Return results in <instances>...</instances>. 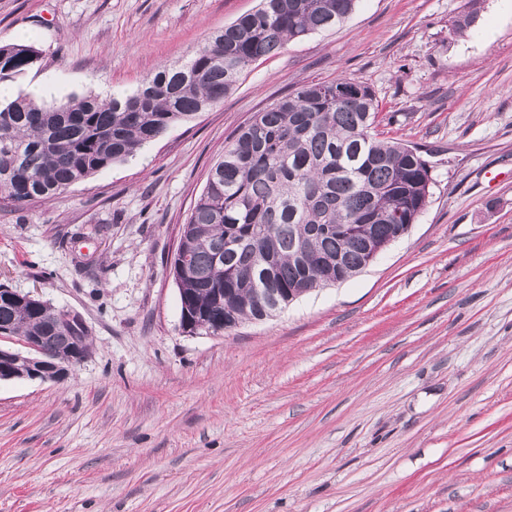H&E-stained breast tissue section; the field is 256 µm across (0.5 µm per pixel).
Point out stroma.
Wrapping results in <instances>:
<instances>
[{"instance_id":"obj_1","label":"stroma","mask_w":512,"mask_h":512,"mask_svg":"<svg viewBox=\"0 0 512 512\" xmlns=\"http://www.w3.org/2000/svg\"><path fill=\"white\" fill-rule=\"evenodd\" d=\"M259 3L0 0V45L41 51L18 95L129 93ZM340 75L421 147L426 208L342 283L185 332L172 263L208 169ZM0 284L89 337L63 380L0 381V512H512V0H357L133 157L0 211Z\"/></svg>"}]
</instances>
